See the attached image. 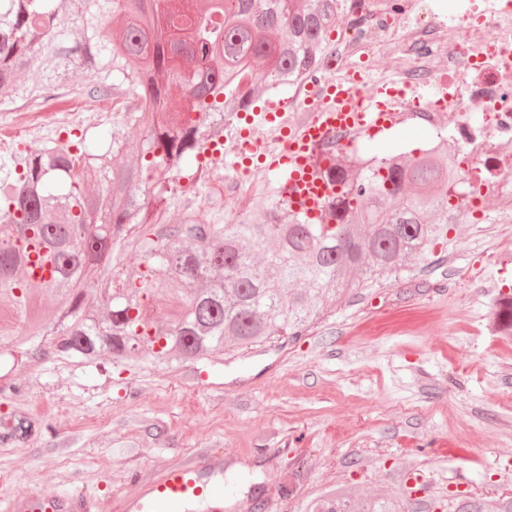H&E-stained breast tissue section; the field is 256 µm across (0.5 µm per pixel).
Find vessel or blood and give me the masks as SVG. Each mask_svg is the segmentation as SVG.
<instances>
[{
  "label": "vessel or blood",
  "instance_id": "obj_1",
  "mask_svg": "<svg viewBox=\"0 0 512 512\" xmlns=\"http://www.w3.org/2000/svg\"><path fill=\"white\" fill-rule=\"evenodd\" d=\"M327 104L317 106L313 120L298 134L282 136L281 152L263 153L266 170L286 173V199L294 210L318 214L333 195L334 183L318 177L313 159L322 145L340 128H392L395 115L382 98L359 102L355 91L343 86L326 89ZM205 457L167 469L134 503L135 512H183L184 506L202 496L209 484ZM95 501L87 495H13L0 500V512H93Z\"/></svg>",
  "mask_w": 512,
  "mask_h": 512
}]
</instances>
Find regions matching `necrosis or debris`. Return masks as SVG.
Instances as JSON below:
<instances>
[{"label":"necrosis or debris","instance_id":"1","mask_svg":"<svg viewBox=\"0 0 512 512\" xmlns=\"http://www.w3.org/2000/svg\"><path fill=\"white\" fill-rule=\"evenodd\" d=\"M343 6L347 23L324 54L326 75L359 91L400 88L390 110L431 129L447 125L480 195L512 202V155L502 151L512 141V0H343ZM465 28L472 38L462 39ZM381 57L390 70L377 69ZM289 85L288 97L266 103L287 130L309 122L316 104L307 74ZM428 87L437 94L425 102L418 91ZM49 107L58 110L50 128L42 122ZM17 112L30 135L48 139L85 118L71 99L57 96L20 104Z\"/></svg>","mask_w":512,"mask_h":512}]
</instances>
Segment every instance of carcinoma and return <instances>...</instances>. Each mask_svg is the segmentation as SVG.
<instances>
[{
    "label": "carcinoma",
    "instance_id": "1",
    "mask_svg": "<svg viewBox=\"0 0 512 512\" xmlns=\"http://www.w3.org/2000/svg\"><path fill=\"white\" fill-rule=\"evenodd\" d=\"M154 0H0V108L93 74L89 94L132 91L123 125L144 127L139 150L117 129H83L17 152L0 165V299L38 311L44 295L64 299L49 322L16 341L32 353L92 363L135 356L154 363L217 359L276 337L297 339L328 309L383 276H397L448 226L468 215L459 194L458 157L437 146L417 159H370L363 167L332 158L320 175L336 194L310 218L288 206L284 186L259 214L202 224L193 207L177 224L157 211L180 180L208 176L200 157L224 160V101L249 111L266 89L298 71L320 73L323 44L339 0H192L168 4L176 28ZM126 17L119 46L108 20ZM281 28L273 42L270 31ZM197 62L193 75L181 51ZM139 267L126 271L128 253ZM177 284L174 318L144 309ZM110 299L99 313L98 299ZM307 512H404L399 500L359 501L337 486ZM457 512H512V500L467 501Z\"/></svg>",
    "mask_w": 512,
    "mask_h": 512
}]
</instances>
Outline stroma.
I'll list each match as a JSON object with an SVG mask.
<instances>
[{"label": "stroma", "instance_id": "obj_1", "mask_svg": "<svg viewBox=\"0 0 512 512\" xmlns=\"http://www.w3.org/2000/svg\"><path fill=\"white\" fill-rule=\"evenodd\" d=\"M432 142L408 119L357 148L415 157ZM484 210L294 341L192 363L0 356V497L83 492L128 512L204 454L224 464L223 512H306L338 485L406 512L512 498V331L496 313L512 209ZM20 420L29 433L11 437Z\"/></svg>", "mask_w": 512, "mask_h": 512}]
</instances>
